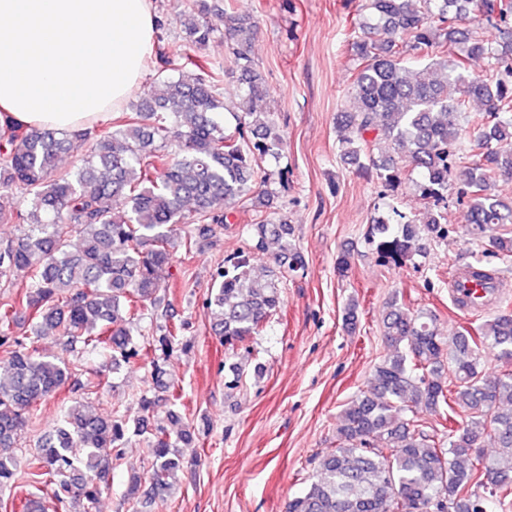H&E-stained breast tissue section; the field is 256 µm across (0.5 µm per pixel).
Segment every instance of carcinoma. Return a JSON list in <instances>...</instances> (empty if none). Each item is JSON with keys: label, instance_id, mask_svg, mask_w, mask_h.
Returning a JSON list of instances; mask_svg holds the SVG:
<instances>
[{"label": "carcinoma", "instance_id": "1", "mask_svg": "<svg viewBox=\"0 0 512 512\" xmlns=\"http://www.w3.org/2000/svg\"><path fill=\"white\" fill-rule=\"evenodd\" d=\"M366 13L350 34L359 65L351 88L354 110L340 113L355 137L343 152L359 170L376 171L390 186L401 179L391 159L366 152V135L382 136L409 154L420 170L426 199L448 198V183L462 184L465 223L476 238L512 224V205L495 193L499 177H512V154L501 141L512 138V0H362ZM471 18L496 21L506 39L493 44L459 27ZM181 26L189 45L202 47L222 30L234 57L240 95L233 115L238 139L224 135V69L184 46L159 45L154 52L161 93L129 105L91 132L32 128L4 119L0 125V199L20 195L19 204L0 205V223L28 225V232L0 250V272H23L25 293L0 311V332L10 333L18 309L30 311L42 328L57 331L63 350L112 349V366L140 355L132 334L138 312L155 302L170 274L173 232L206 237L213 224H228L229 205L242 198L270 207L268 191L255 192L257 162L278 156L280 134L271 119L266 82L249 56L254 21L227 4L189 0ZM425 51L421 69L405 65L408 51ZM486 60L481 73L474 58ZM194 77L175 76L187 66ZM90 143L81 164L58 170V158ZM398 211L373 220L381 234L398 225L381 245L383 259L424 252V241L446 233L441 215L396 219ZM255 249L279 244L278 267L294 271L303 261L290 243L285 219L255 225ZM238 256L224 259L206 310L215 334L232 346L259 332L281 307L282 272L261 282ZM385 354L374 366L368 389L344 404L336 447L318 458L316 480L289 499L284 512H505L512 507V314L488 319L468 335H439L436 316L412 311L392 297L384 319ZM177 332L164 326L152 339L168 357ZM0 361V490L19 472L15 447L30 411L65 388L66 360L44 356L15 342ZM487 354L507 365L496 377L482 374ZM156 394L139 399L142 416L118 411L99 416L76 401L35 448L37 476L51 487L52 502L93 505L108 487L109 468L100 450L115 456L132 431L144 430L145 414L161 401H177L178 384L154 365ZM448 406V434L428 433L421 414ZM466 412L457 420L456 408ZM188 429H156L150 440L151 488L144 504L163 497L183 468L175 444L192 443ZM493 451H484L486 445Z\"/></svg>", "mask_w": 512, "mask_h": 512}]
</instances>
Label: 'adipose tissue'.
I'll list each match as a JSON object with an SVG mask.
<instances>
[{
    "mask_svg": "<svg viewBox=\"0 0 512 512\" xmlns=\"http://www.w3.org/2000/svg\"><path fill=\"white\" fill-rule=\"evenodd\" d=\"M154 35L149 0H0V114L68 133L111 122Z\"/></svg>",
    "mask_w": 512,
    "mask_h": 512,
    "instance_id": "adipose-tissue-1",
    "label": "adipose tissue"
}]
</instances>
